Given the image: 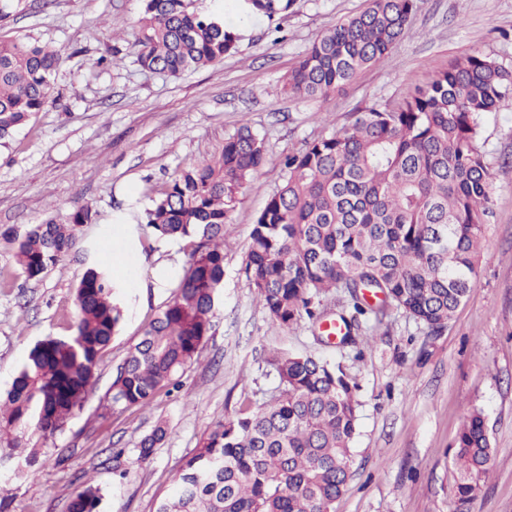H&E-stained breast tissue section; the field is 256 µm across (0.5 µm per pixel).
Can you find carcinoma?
<instances>
[{
    "instance_id": "obj_1",
    "label": "carcinoma",
    "mask_w": 512,
    "mask_h": 512,
    "mask_svg": "<svg viewBox=\"0 0 512 512\" xmlns=\"http://www.w3.org/2000/svg\"><path fill=\"white\" fill-rule=\"evenodd\" d=\"M135 63L177 77L213 67L236 48L233 26L190 10L189 0H141ZM268 17L292 0H246ZM417 0L371 6L321 35L287 77L306 97H327L381 62L408 27ZM58 55L37 40L0 42V140L52 99ZM512 100V70L473 52L455 59L394 105L373 104L350 123L305 143L284 160L282 184L249 233L245 273L271 320L282 328L320 320L315 302L334 290L350 298L339 315L348 343L359 317L386 316L365 292L436 333L476 285L491 203L492 174L479 145L480 121ZM265 141L244 126L222 151L183 169L145 212L160 237L193 243L173 300L150 322L117 367L105 394L114 411L149 406L191 365L213 328L224 287L226 224L239 194L266 163ZM91 207L73 208L0 239L20 273L37 280L71 254ZM119 284L104 262L84 273L75 294L73 333L35 344L11 387L0 394V467L17 480L36 474L41 445L81 409L94 370L112 344ZM279 394L246 407L203 436L175 472L174 497L156 512H331L352 474L358 386L342 366L312 354L275 353ZM159 423L139 443L148 461L165 438ZM491 444L475 410L453 446V509L469 512L489 478ZM87 486L68 512H101Z\"/></svg>"
}]
</instances>
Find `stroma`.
Returning a JSON list of instances; mask_svg holds the SVG:
<instances>
[{"label":"stroma","mask_w":512,"mask_h":512,"mask_svg":"<svg viewBox=\"0 0 512 512\" xmlns=\"http://www.w3.org/2000/svg\"><path fill=\"white\" fill-rule=\"evenodd\" d=\"M369 5L294 0L269 17L240 11L237 0H193L196 10L231 22L240 39L217 67L174 78L134 63L141 0H13L0 40H39L60 60L54 100L0 144V227L22 231L78 204L91 206L95 221L83 227L75 253L37 281L24 279L0 241V391L38 341L68 334L75 290L114 238L127 242L130 270L117 334L83 408L43 445L35 479L0 469L9 512H67L88 485L100 488L102 512H156L200 438L271 397L277 381L267 360L277 350L341 364L358 386L352 476L331 512H451V448L475 409L493 448V476L470 512H512V105L481 120L492 215L477 284L447 328L429 333L392 307L382 325L363 322L356 346L324 344L308 320L289 329L273 324L246 279L249 232L282 183L286 155L348 124L352 113L398 101L451 59L478 50L512 68V0H418L382 64L325 99L284 89L315 39ZM115 52L119 65L97 66ZM244 125L264 138L267 162L231 215L223 295L199 359L149 408H106L117 366L173 297L172 289L151 287L155 267L186 268L191 250L189 241L158 237L136 219L180 170L219 154ZM159 422L164 441L150 461H139L140 440Z\"/></svg>","instance_id":"obj_1"}]
</instances>
